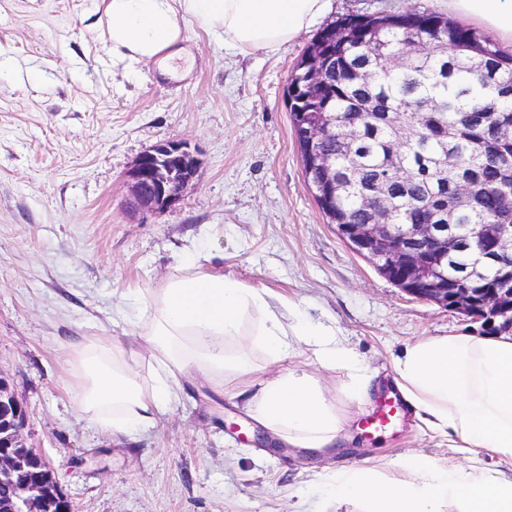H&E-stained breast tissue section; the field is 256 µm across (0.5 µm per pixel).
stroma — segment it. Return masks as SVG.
<instances>
[{"mask_svg": "<svg viewBox=\"0 0 512 512\" xmlns=\"http://www.w3.org/2000/svg\"><path fill=\"white\" fill-rule=\"evenodd\" d=\"M103 0H0V373L26 408L75 512H359L327 499L316 476L354 465L382 472L409 452L468 465L413 416L367 435L354 410L332 453L243 442L260 427L242 402L186 384L146 432L115 438L79 414L66 387L67 341L117 336L112 307L156 288L190 251L269 288L312 321L335 324L391 391L394 357L426 336L478 335V323L416 299L329 224L305 181L287 83L314 32L272 56H229L181 20L185 58L127 74L113 67ZM438 11L436 0H333L345 16ZM188 142L198 176L175 208L134 215L127 174L151 146Z\"/></svg>", "mask_w": 512, "mask_h": 512, "instance_id": "stroma-1", "label": "stroma"}]
</instances>
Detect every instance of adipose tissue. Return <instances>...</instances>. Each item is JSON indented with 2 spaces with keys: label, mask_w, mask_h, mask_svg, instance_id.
Wrapping results in <instances>:
<instances>
[{
  "label": "adipose tissue",
  "mask_w": 512,
  "mask_h": 512,
  "mask_svg": "<svg viewBox=\"0 0 512 512\" xmlns=\"http://www.w3.org/2000/svg\"><path fill=\"white\" fill-rule=\"evenodd\" d=\"M449 14L512 47V0H443ZM332 0H105V41L128 69L164 63L190 18L224 40L225 53L277 54L330 12ZM127 297L118 336H76L67 344V387L83 417L112 436L156 424L184 382L230 387L249 418L282 444L322 454L349 420L326 385L293 366L311 353L324 368L351 373L353 401L373 390L367 366L335 328L277 306L266 289L204 269L198 256L157 288ZM394 381L416 417L464 448L496 457L498 469L460 466L409 453L386 474L351 467L321 476L327 497L360 512H512V334L429 336L405 347Z\"/></svg>",
  "instance_id": "1"
}]
</instances>
